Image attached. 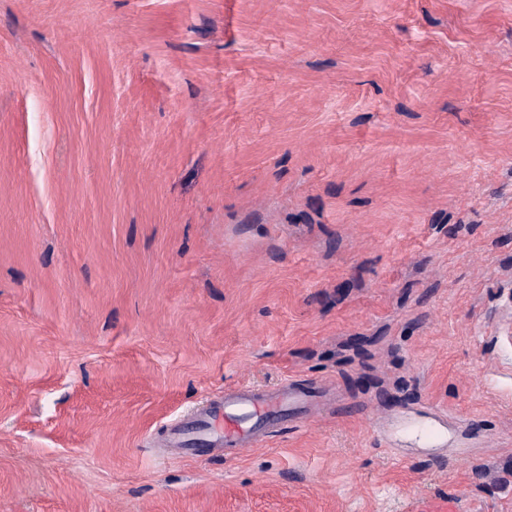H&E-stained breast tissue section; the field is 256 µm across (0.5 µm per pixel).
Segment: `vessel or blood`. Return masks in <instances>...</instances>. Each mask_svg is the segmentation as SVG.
Masks as SVG:
<instances>
[{"mask_svg": "<svg viewBox=\"0 0 512 512\" xmlns=\"http://www.w3.org/2000/svg\"><path fill=\"white\" fill-rule=\"evenodd\" d=\"M308 395V387L293 380L274 390L238 387L179 421L167 444L180 453L204 448L238 457L255 447L282 418L307 415Z\"/></svg>", "mask_w": 512, "mask_h": 512, "instance_id": "b4317fda", "label": "vessel or blood"}]
</instances>
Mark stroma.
<instances>
[{"instance_id":"35a3bbf8","label":"stroma","mask_w":512,"mask_h":512,"mask_svg":"<svg viewBox=\"0 0 512 512\" xmlns=\"http://www.w3.org/2000/svg\"><path fill=\"white\" fill-rule=\"evenodd\" d=\"M445 505L512 512V0H0V512ZM308 396V387L293 380L275 390L240 386L224 392V398L193 412L187 420H180L167 445L177 453L212 449L223 457H238L255 447L282 418L307 415Z\"/></svg>"}]
</instances>
